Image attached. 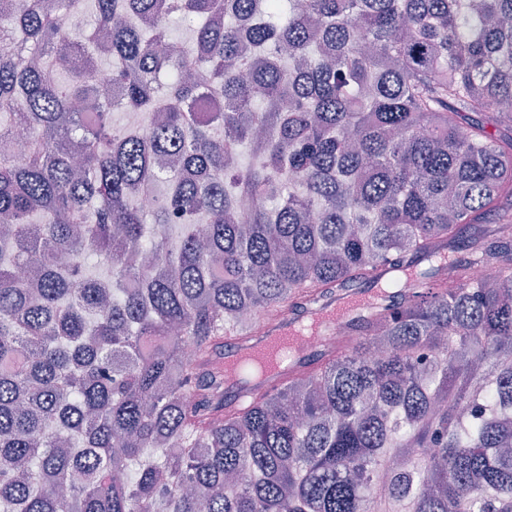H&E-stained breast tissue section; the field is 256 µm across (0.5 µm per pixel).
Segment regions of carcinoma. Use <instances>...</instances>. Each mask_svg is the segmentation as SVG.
<instances>
[{
    "label": "carcinoma",
    "instance_id": "obj_1",
    "mask_svg": "<svg viewBox=\"0 0 512 512\" xmlns=\"http://www.w3.org/2000/svg\"><path fill=\"white\" fill-rule=\"evenodd\" d=\"M508 107L512 0H0V512H512ZM336 317V299L328 303V305L317 315L313 316V328L314 334L322 335H343V329L341 326H336L334 319ZM302 327L299 322L288 323V321H278L272 326H267L263 335L257 336L252 342V345L257 346L260 352L266 351L268 348L275 347L278 344L288 341L290 345L294 336L301 334Z\"/></svg>",
    "mask_w": 512,
    "mask_h": 512
}]
</instances>
